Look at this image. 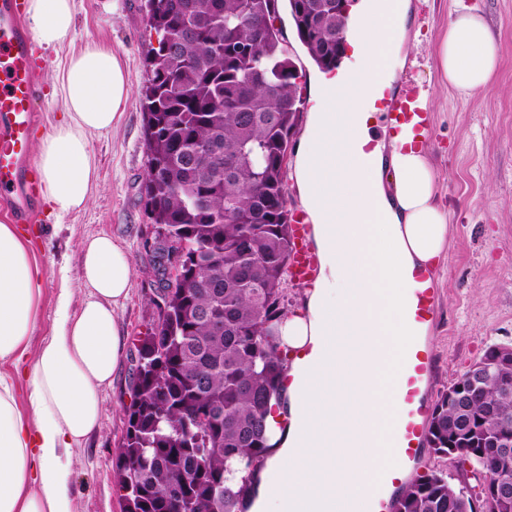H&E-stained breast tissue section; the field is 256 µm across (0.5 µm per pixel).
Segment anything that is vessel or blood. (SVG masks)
<instances>
[{
    "instance_id": "b4317fda",
    "label": "vessel or blood",
    "mask_w": 512,
    "mask_h": 512,
    "mask_svg": "<svg viewBox=\"0 0 512 512\" xmlns=\"http://www.w3.org/2000/svg\"><path fill=\"white\" fill-rule=\"evenodd\" d=\"M38 71L32 40L23 24L22 0H0V200L13 223H31L37 210L38 176L28 164L27 144L38 122ZM372 109L383 115L392 134L427 140L431 116L410 94L376 86ZM295 249L290 268L295 279L314 277L313 256L301 249L307 235L305 221L292 226ZM414 286L406 302L409 320L416 331L401 358L400 412L385 447L394 451L393 463L363 489L369 512H392L393 488L413 470L427 444V416L431 393L433 357L425 337L438 319L434 281L424 269L412 273Z\"/></svg>"
}]
</instances>
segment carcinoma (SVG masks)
<instances>
[{
    "label": "carcinoma",
    "instance_id": "cac0c4a2",
    "mask_svg": "<svg viewBox=\"0 0 512 512\" xmlns=\"http://www.w3.org/2000/svg\"><path fill=\"white\" fill-rule=\"evenodd\" d=\"M278 0H146L142 90L157 319L137 348L134 399L116 458L123 512H247L275 445L266 432L284 364L292 232L282 160L301 112ZM312 61L334 70L347 16L336 0H289ZM489 347L442 395L429 444L478 446L456 464L512 482V365ZM472 496L421 476L393 512H464Z\"/></svg>",
    "mask_w": 512,
    "mask_h": 512
}]
</instances>
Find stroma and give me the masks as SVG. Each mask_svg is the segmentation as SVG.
Wrapping results in <instances>:
<instances>
[{"instance_id":"obj_1","label":"stroma","mask_w":512,"mask_h":512,"mask_svg":"<svg viewBox=\"0 0 512 512\" xmlns=\"http://www.w3.org/2000/svg\"><path fill=\"white\" fill-rule=\"evenodd\" d=\"M483 14L499 46L492 85L459 94L438 71L442 35L455 0H411L410 49L397 87L426 91L432 115L430 154L436 189L448 213L450 239L441 261L440 315L430 332L434 355L432 396L440 398L493 345H512V0H466ZM144 0H75L76 25L61 47L45 49L40 72L38 134L62 121L65 105L52 81L67 56L88 41L111 46L125 66L132 94L117 126L92 136L97 186L87 206L59 217L40 206L32 254L42 279L40 318L30 340L38 347L52 334L57 295L68 287L81 300L78 257L87 238L106 234L133 263V286L120 312L123 349L118 372L102 393L104 420L83 446L72 449L70 486L75 512H122L114 463L125 431V409L136 345L155 317L153 227L141 198L146 176L140 92L146 77L150 33ZM473 464L457 468L425 449L417 474H443L466 493L478 490Z\"/></svg>"}]
</instances>
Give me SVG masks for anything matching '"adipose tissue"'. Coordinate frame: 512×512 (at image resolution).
Here are the masks:
<instances>
[{"label":"adipose tissue","instance_id":"obj_1","mask_svg":"<svg viewBox=\"0 0 512 512\" xmlns=\"http://www.w3.org/2000/svg\"><path fill=\"white\" fill-rule=\"evenodd\" d=\"M409 10L410 0H357L340 78L319 69L308 77L313 105L292 177L318 268L302 307L279 327L291 356L280 405L288 424L274 434L255 512H368L357 491L391 460L373 438L400 409L409 274L435 268L449 239L427 148L386 135L363 150L372 86L392 83L406 62ZM26 13L40 46L62 45L74 31L75 0H27ZM437 59L444 81L468 96L493 82L499 47L484 17L465 8ZM55 81L65 118L38 138L36 158L41 194L62 216L89 201L90 138L116 126L131 87L119 55L97 41L71 52ZM80 266V304L61 289L52 335L30 350L41 277L25 234L0 224V362L31 385L24 411L0 374V512H74L65 459L102 425L101 393L118 367L120 309L133 285L131 259L109 236L86 240Z\"/></svg>","mask_w":512,"mask_h":512}]
</instances>
